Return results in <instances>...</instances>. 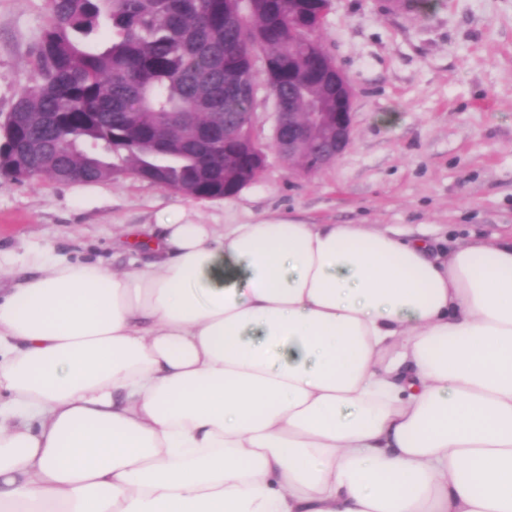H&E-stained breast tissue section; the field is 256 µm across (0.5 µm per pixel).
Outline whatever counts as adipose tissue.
Listing matches in <instances>:
<instances>
[{
    "mask_svg": "<svg viewBox=\"0 0 512 512\" xmlns=\"http://www.w3.org/2000/svg\"><path fill=\"white\" fill-rule=\"evenodd\" d=\"M0 252V512H512V241L177 219Z\"/></svg>",
    "mask_w": 512,
    "mask_h": 512,
    "instance_id": "obj_1",
    "label": "adipose tissue"
}]
</instances>
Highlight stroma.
Returning a JSON list of instances; mask_svg holds the SVG:
<instances>
[{
    "label": "stroma",
    "mask_w": 512,
    "mask_h": 512,
    "mask_svg": "<svg viewBox=\"0 0 512 512\" xmlns=\"http://www.w3.org/2000/svg\"><path fill=\"white\" fill-rule=\"evenodd\" d=\"M48 18L49 0H0L1 120L31 78ZM319 39L356 90L352 143L336 163L288 173L269 148L274 109L262 99L254 131L265 167L236 196L187 198L131 175L0 177V250L48 244L120 269L134 259L122 228L182 216L372 224L452 246L512 237V0H424L410 12L333 0Z\"/></svg>",
    "instance_id": "obj_1"
}]
</instances>
